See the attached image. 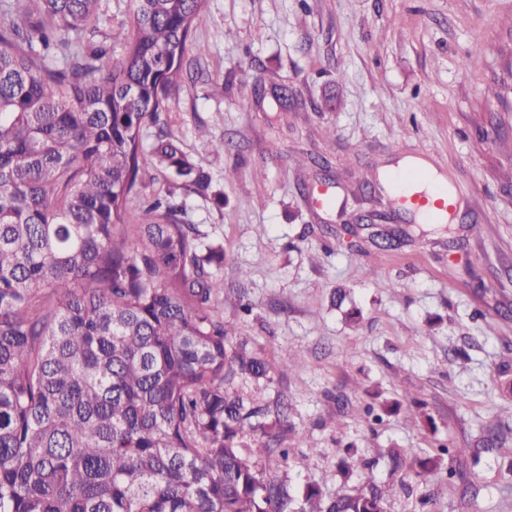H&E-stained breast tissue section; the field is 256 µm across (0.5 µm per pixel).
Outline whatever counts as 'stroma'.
Wrapping results in <instances>:
<instances>
[{
  "mask_svg": "<svg viewBox=\"0 0 512 512\" xmlns=\"http://www.w3.org/2000/svg\"><path fill=\"white\" fill-rule=\"evenodd\" d=\"M100 9L89 39L120 55L128 0ZM206 14L163 119L211 187L157 168L143 194L224 248L220 310L271 367L233 389L288 404L272 471L336 496L369 462L385 512H418L425 493L431 512H512V432L480 463L453 461L455 479L401 486L439 443L475 447L512 416V0H207ZM414 152L463 192L453 223H419L379 181ZM324 191L334 208L315 206ZM372 211L390 223H360ZM391 448L407 449L402 470Z\"/></svg>",
  "mask_w": 512,
  "mask_h": 512,
  "instance_id": "obj_1",
  "label": "stroma"
}]
</instances>
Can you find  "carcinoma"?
<instances>
[{"mask_svg":"<svg viewBox=\"0 0 512 512\" xmlns=\"http://www.w3.org/2000/svg\"><path fill=\"white\" fill-rule=\"evenodd\" d=\"M99 2L0 0V512H384L370 469L327 498L243 454L259 430L287 457L227 389L270 367L230 344L224 249L167 199L127 223L152 168L210 187L162 119L206 0H129L116 59L84 42ZM464 453L442 443L415 476Z\"/></svg>","mask_w":512,"mask_h":512,"instance_id":"cac0c4a2","label":"carcinoma"}]
</instances>
